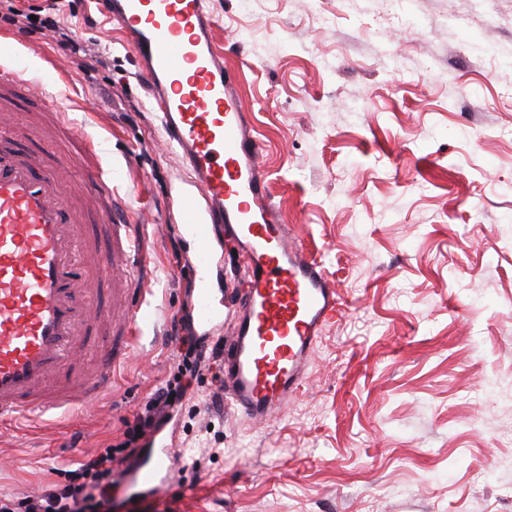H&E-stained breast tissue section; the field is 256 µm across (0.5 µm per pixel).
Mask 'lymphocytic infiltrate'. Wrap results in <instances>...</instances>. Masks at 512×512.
<instances>
[{
	"mask_svg": "<svg viewBox=\"0 0 512 512\" xmlns=\"http://www.w3.org/2000/svg\"><path fill=\"white\" fill-rule=\"evenodd\" d=\"M0 21L23 35L48 30L60 45L76 46L71 30L61 25L54 11L32 5L21 8L16 0H0ZM188 329L185 319L171 320L170 334L180 347L170 373L146 397L120 440L66 470L65 483L46 485L37 494L24 497L0 495V512H120L126 507L127 499L118 495L123 471L137 464L146 440L172 420L194 381L221 370L224 364L223 341L201 342Z\"/></svg>",
	"mask_w": 512,
	"mask_h": 512,
	"instance_id": "f902f5d3",
	"label": "lymphocytic infiltrate"
}]
</instances>
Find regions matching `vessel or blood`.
Here are the masks:
<instances>
[{
	"label": "vessel or blood",
	"mask_w": 512,
	"mask_h": 512,
	"mask_svg": "<svg viewBox=\"0 0 512 512\" xmlns=\"http://www.w3.org/2000/svg\"><path fill=\"white\" fill-rule=\"evenodd\" d=\"M123 33L152 88L151 105L189 174L176 205L181 232L195 249L194 315L203 333L223 328L212 299L215 239L241 246L243 276L231 304L238 317L226 341L224 385L240 416L270 421L305 380L309 359L341 310L321 264L292 239L266 193L252 133L233 73L216 45L208 0H94ZM44 99L62 128L71 107L41 95L15 67L0 62V95ZM19 116L0 113V423L69 411L111 391L114 371L136 336L157 318L131 295L151 293L154 270L142 256L145 220L118 212L113 187L92 147L76 168L101 238L92 259L87 227L62 188L63 167L18 148ZM111 305L89 307L92 296ZM136 470L151 492L173 462L172 440Z\"/></svg>",
	"instance_id": "b4317fda"
}]
</instances>
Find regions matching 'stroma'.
<instances>
[{
    "label": "stroma",
    "mask_w": 512,
    "mask_h": 512,
    "mask_svg": "<svg viewBox=\"0 0 512 512\" xmlns=\"http://www.w3.org/2000/svg\"><path fill=\"white\" fill-rule=\"evenodd\" d=\"M210 2L269 196L342 312L269 423L212 411L216 382L193 384L168 487L121 495L133 512H512V83L490 78L512 76V0ZM61 3L80 54L45 31L15 35L14 56L72 101L58 158L98 142L123 208L148 213L160 320L111 392L0 425V492L20 496L121 434L192 307L172 206L185 173L137 58L93 0Z\"/></svg>",
    "instance_id": "1"
}]
</instances>
